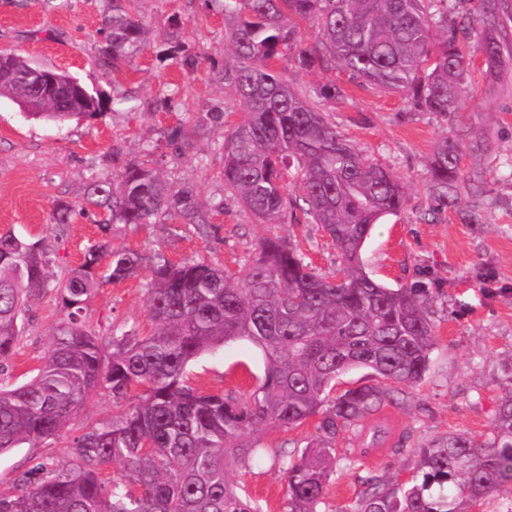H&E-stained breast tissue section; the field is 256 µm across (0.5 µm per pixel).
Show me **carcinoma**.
Returning <instances> with one entry per match:
<instances>
[{
	"label": "carcinoma",
	"instance_id": "cac0c4a2",
	"mask_svg": "<svg viewBox=\"0 0 512 512\" xmlns=\"http://www.w3.org/2000/svg\"><path fill=\"white\" fill-rule=\"evenodd\" d=\"M220 3L230 35L231 62L219 79L237 95L243 119L224 130V190L264 224H279L301 211L332 239L340 257L323 273L291 241L266 237L254 263L241 272L218 264H174L147 258L101 240L59 286L64 318L52 329L47 354L29 382L0 387V454L22 443L56 437L103 388L122 399L144 395L124 415L87 426L74 438L69 461L35 462L0 489V512H255L238 492L228 460L247 464L270 449L268 432L290 430L320 417L317 435L300 455L272 451L286 473L288 512H320L336 467L338 427L363 422L429 370L435 325L419 284L389 288L364 269L362 250L374 225L404 211L405 187L388 167L366 158L320 108L270 68L289 53L305 69L339 68L361 84L398 92L416 109L446 121L465 92L469 47L478 41L496 61L501 44L495 0H481V22L464 0H204ZM110 0L99 54L117 67L144 50L143 27ZM318 30L308 46L300 23ZM14 70L32 64L12 50L0 59ZM45 97L22 79L1 95L30 101L26 113L57 125L93 119L109 109L102 91ZM462 150L448 137L434 152L427 182L439 205L459 211L462 194H480L461 167ZM301 195L286 193V177ZM103 209L114 224H207L191 185L171 190L147 163H129L86 186L83 206ZM150 269L146 299L151 327L125 333L108 347L82 322L87 299L101 281L120 283ZM39 242L0 234V372L22 332L27 302L48 287ZM247 341L265 359L264 377L249 400L205 393L188 385L186 368L203 352L227 341ZM366 369L371 384L336 392V381ZM360 453L386 437L367 427ZM121 462L126 480L107 481L102 471ZM422 477L391 487L364 480L357 512H464L505 484H512V388L502 397L492 437L478 441L450 433L422 450ZM453 483L458 495L434 494Z\"/></svg>",
	"mask_w": 512,
	"mask_h": 512
}]
</instances>
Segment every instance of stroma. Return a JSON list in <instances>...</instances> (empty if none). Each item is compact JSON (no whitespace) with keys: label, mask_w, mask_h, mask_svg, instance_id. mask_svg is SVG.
<instances>
[{"label":"stroma","mask_w":512,"mask_h":512,"mask_svg":"<svg viewBox=\"0 0 512 512\" xmlns=\"http://www.w3.org/2000/svg\"><path fill=\"white\" fill-rule=\"evenodd\" d=\"M496 34L504 52L488 69L473 52L466 91L454 122L410 107L399 93H384L349 80L341 71H309L282 58L275 70L308 93L333 82L346 100L320 101L329 121L356 149L388 165L403 181L408 203L396 217L375 226L363 248L366 271L390 287L416 282L431 300L434 347L424 381L400 405H385L378 417L391 431L383 447L359 455L356 427L336 438V473L326 487L323 512H356L362 480L382 483L410 479L420 448L450 432L483 439L493 433L500 398L512 388V0H499ZM105 0H0V50L12 49L40 67L70 73L87 87L105 90L112 103L90 121L57 126L26 117L10 99L0 98V233L40 242L49 286L30 303L24 329L0 384L17 386L36 375L49 334L62 319L58 282L80 265L85 249L105 239L112 246L169 261H207L237 272L250 266L261 239L294 241L308 261L324 272L339 264L335 245L316 224H262L224 191V154L219 144L227 125L243 112L231 90L216 80L224 68V14L214 0H133L131 12L146 31L142 53L104 71L98 49ZM178 16V39L167 21ZM196 55L194 72L180 65ZM195 129L197 150L180 156L175 137ZM462 135L488 140L484 161L465 156L485 192L465 197L461 211H436L426 190L435 146ZM149 161L172 188L194 186L210 209L203 227L173 224L106 225L104 211L90 208L71 223L57 224L58 202L81 205L90 178L112 173L132 161ZM147 276L106 283L85 305L83 319L100 342L113 331H144ZM265 360L259 349L235 341L207 352L188 366L203 390L246 399L256 390ZM135 397L113 399L97 391L84 413L56 438L38 446L22 444L0 455V483H10L40 459L65 464L75 436L89 424L121 416ZM257 512H288L285 474L269 453L232 468Z\"/></svg>","instance_id":"1"}]
</instances>
